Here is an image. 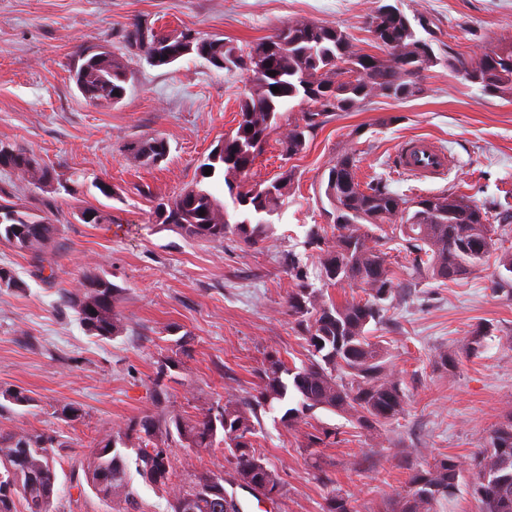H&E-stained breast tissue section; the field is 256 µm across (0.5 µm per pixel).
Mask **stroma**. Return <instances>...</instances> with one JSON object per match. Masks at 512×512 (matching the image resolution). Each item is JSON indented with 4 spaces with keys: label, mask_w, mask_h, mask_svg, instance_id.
Instances as JSON below:
<instances>
[{
    "label": "stroma",
    "mask_w": 512,
    "mask_h": 512,
    "mask_svg": "<svg viewBox=\"0 0 512 512\" xmlns=\"http://www.w3.org/2000/svg\"><path fill=\"white\" fill-rule=\"evenodd\" d=\"M378 0H0V140L36 153L75 183L74 193L37 189L0 170V203H17L58 225L51 259L56 276L43 280L28 254L0 242V266L23 281L0 290V392L20 390L26 406L7 405L0 431L19 428L59 435L54 449L60 512H113L91 489L71 492L79 461L113 430L153 411L151 387L162 380L171 409L223 404L225 396L252 393L267 355L289 366L308 357L307 345L286 300L294 283L288 257L308 268L310 287L324 301L363 298L356 286H332L318 277L307 245L313 225L329 226L324 191L330 167L345 151L359 158L357 176L380 177L390 191L416 197L452 191L477 204L512 210V95H487L448 66L453 56L478 59L512 43V0H398L410 20H425L438 59L425 71L423 91L396 101L374 97L340 112L285 159L283 115L248 175L249 182L295 173L285 204L268 221V239L255 245L237 237L224 243L189 239L152 221L158 198L173 199L188 186L209 188L232 206L222 182L201 181L198 167L237 126L238 101L250 93L249 72L218 70L187 56L168 67L129 62L126 94L117 104L89 103L70 78L76 53L103 45L126 55L124 31L141 22L169 33L186 29L217 36L240 49L292 21L340 27L367 53L376 47L367 21ZM164 138L169 154L156 167L125 152L127 143ZM443 144L456 164L441 178L395 173L397 147L411 138ZM107 183L116 198L100 193ZM112 216L87 224L82 208ZM394 294L370 334L386 349L406 395L397 419L364 429L346 417L317 409L290 427L282 409L259 413L256 446L283 482L275 501L238 497L244 512H322L328 491L351 496L358 512H387L405 493L410 469L436 460L467 462L495 425L512 411V287L493 289L498 254L464 278L436 282L411 265L402 240L387 243ZM98 265L122 294L117 308L126 331L101 340L88 335L59 291L72 288L86 266ZM488 345L459 353L477 332ZM185 348H177L179 338ZM455 355L443 366L440 354ZM180 362L167 366L169 358ZM80 409L77 420L63 405ZM336 430V442L319 448L311 463L305 435Z\"/></svg>",
    "instance_id": "stroma-1"
}]
</instances>
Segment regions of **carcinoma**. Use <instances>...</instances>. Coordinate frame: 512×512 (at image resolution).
Wrapping results in <instances>:
<instances>
[{
	"label": "carcinoma",
	"instance_id": "obj_1",
	"mask_svg": "<svg viewBox=\"0 0 512 512\" xmlns=\"http://www.w3.org/2000/svg\"><path fill=\"white\" fill-rule=\"evenodd\" d=\"M385 50L396 43L401 53L379 56L363 52L351 43L340 27L307 20L290 22L243 52L217 37L194 38L192 44L177 40L171 51L156 54V43L167 40L165 32L142 27L127 29L125 41L131 55L152 66H168L187 55H197L218 70L248 66L258 60L264 71H253L255 89L241 98L236 129L224 136V150L213 151L200 165L201 178L222 177L227 188L249 201L241 207L247 218L230 222L224 203L197 186L184 189L171 200L159 199L153 208L156 222L168 224L190 239L222 243L234 235L252 243L268 235L269 223L261 216L276 211L288 197L294 173L288 171L267 185L247 181L255 159L287 104L298 100L307 105L300 119L288 125L281 145L288 157L306 149L307 138L337 112H350L376 95L404 100L422 92V72L434 63L431 45L417 37L408 17L396 5L384 11L380 5L369 17ZM448 67L488 94L512 93V43L505 44L475 61L463 57L448 60ZM276 75L270 76L268 72ZM71 78L82 96L95 105L111 104L124 95L128 60L110 51L83 49L71 69ZM280 92H272V87ZM127 151L146 166L156 165L169 153L160 137L134 141ZM359 160L345 152L329 169L335 180L327 183L325 195L334 215L327 230L314 226L308 245L317 250L320 276L330 285H360L367 298L344 304L325 302L317 288L305 282L302 264L290 259L288 270L297 287L288 294V315L297 321L309 347L301 367L290 368L275 355H268L258 372L255 393L228 397L216 408L195 407L184 416L162 406L168 392L155 380L152 397L157 411L101 439L81 462L85 481L104 502L118 506L116 512H141L139 494L133 487L130 465L144 484L168 495L167 512H240L242 507L225 487L230 483L273 500L283 494V483L257 450L258 411L271 409L294 393L297 406L288 408L281 421L297 424L315 409L350 418L371 429L404 411L400 383L389 372L385 349L373 342L368 327L380 323L393 293L387 253L374 242L388 234L402 235L412 255V266L430 279L453 281L470 274L498 249L494 223L512 224V211L494 204L479 206L455 193L403 198L379 179L365 186L356 180ZM0 169L17 180L39 189L52 185L70 193L73 188L41 162L32 151L0 143ZM204 214H199V211ZM336 232V243L326 245L328 231ZM58 227L45 217L15 205H0V240L30 255L45 270ZM472 239L485 241V251L464 249ZM123 288L98 267L82 271L79 287L59 296L60 304L76 311L84 331L100 339H111L125 331L124 317L117 310ZM336 433L329 429L307 434L306 447L331 444ZM57 437L35 430L0 433V512H52L58 495V477L51 457ZM224 445L225 466L185 470L181 483L172 487L175 469L172 449L213 448ZM472 494L478 512H512V413L490 432L486 443L470 457ZM463 467L446 458L428 468L414 469L409 490L391 503V512H436L438 503L451 500L459 486ZM322 512H358L349 498L331 492Z\"/></svg>",
	"mask_w": 512,
	"mask_h": 512
}]
</instances>
